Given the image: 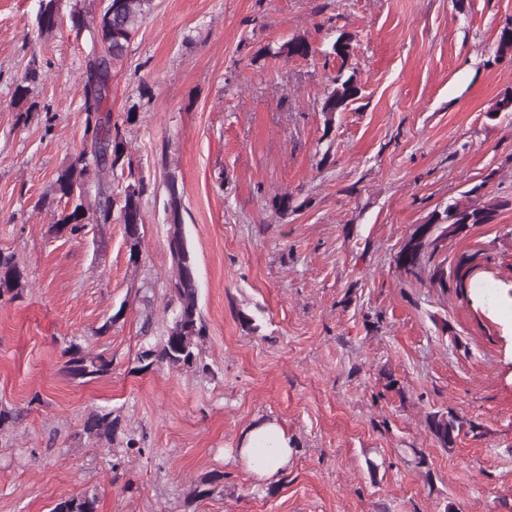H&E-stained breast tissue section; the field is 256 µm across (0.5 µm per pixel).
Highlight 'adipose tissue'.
Here are the masks:
<instances>
[{
    "label": "adipose tissue",
    "mask_w": 512,
    "mask_h": 512,
    "mask_svg": "<svg viewBox=\"0 0 512 512\" xmlns=\"http://www.w3.org/2000/svg\"><path fill=\"white\" fill-rule=\"evenodd\" d=\"M292 452V440L287 431L274 421L251 425L239 440L240 461L262 480L276 477L287 466Z\"/></svg>",
    "instance_id": "adipose-tissue-1"
}]
</instances>
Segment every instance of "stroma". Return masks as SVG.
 Segmentation results:
<instances>
[{"instance_id": "35a3bbf8", "label": "stroma", "mask_w": 512, "mask_h": 512, "mask_svg": "<svg viewBox=\"0 0 512 512\" xmlns=\"http://www.w3.org/2000/svg\"><path fill=\"white\" fill-rule=\"evenodd\" d=\"M72 3L43 40L38 0H0V253L25 274L0 300V512L86 491L97 512H512V112L494 111L512 93L497 56L512 0H154L107 99L148 186L135 265L120 222L73 236L54 224L63 203L37 204L82 148ZM341 30L362 94L329 122L340 62L324 52ZM300 35L313 56L268 54ZM34 61L40 110L21 124L14 92ZM165 161L204 372L137 362L169 318ZM479 183L503 203L496 220L434 256L448 275L470 269L465 288L398 269L416 226ZM72 341L111 372L70 377ZM97 408L142 451L83 435ZM437 412L461 423L453 447L427 429ZM262 420L293 442L268 482L235 456Z\"/></svg>"}]
</instances>
